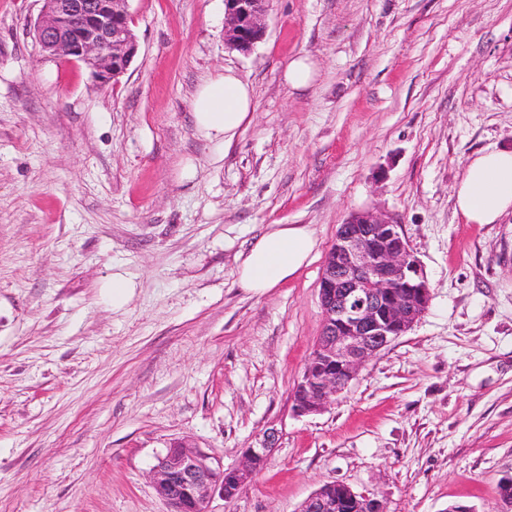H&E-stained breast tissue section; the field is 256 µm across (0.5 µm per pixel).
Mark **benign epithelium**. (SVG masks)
I'll list each match as a JSON object with an SVG mask.
<instances>
[{
	"instance_id": "1",
	"label": "benign epithelium",
	"mask_w": 512,
	"mask_h": 512,
	"mask_svg": "<svg viewBox=\"0 0 512 512\" xmlns=\"http://www.w3.org/2000/svg\"><path fill=\"white\" fill-rule=\"evenodd\" d=\"M33 24L44 56L82 62L102 87L123 75L138 53L130 28L128 0H41ZM266 0H224V41L248 52L265 34ZM322 327L314 354L291 396L299 415L322 411L342 393L374 355L405 335L427 309L430 289L400 225L376 211L353 213L336 231L319 283ZM276 433L269 429L257 448L244 450L238 465L224 464L177 442L153 467L157 495L170 512H207V499L219 491L233 499L267 465ZM346 500H359L368 512L381 502L345 484L327 483L298 512H336L333 487Z\"/></svg>"
}]
</instances>
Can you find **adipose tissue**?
<instances>
[{
	"label": "adipose tissue",
	"mask_w": 512,
	"mask_h": 512,
	"mask_svg": "<svg viewBox=\"0 0 512 512\" xmlns=\"http://www.w3.org/2000/svg\"><path fill=\"white\" fill-rule=\"evenodd\" d=\"M252 110L250 86L229 68L200 84L192 101L197 133L218 152L232 144ZM453 195L457 210L470 224H494L511 213L512 149L484 151L470 158ZM316 248L317 239L307 226L270 225L243 255L238 283L263 294L309 264Z\"/></svg>",
	"instance_id": "obj_1"
}]
</instances>
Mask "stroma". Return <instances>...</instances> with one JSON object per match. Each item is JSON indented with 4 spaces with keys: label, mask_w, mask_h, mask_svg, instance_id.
I'll return each instance as SVG.
<instances>
[{
    "label": "stroma",
    "mask_w": 512,
    "mask_h": 512,
    "mask_svg": "<svg viewBox=\"0 0 512 512\" xmlns=\"http://www.w3.org/2000/svg\"><path fill=\"white\" fill-rule=\"evenodd\" d=\"M41 0H0V512H167L176 440L270 461L209 512H297L328 482L385 512H497L512 476V214L469 224L453 188L512 147V0H269L249 53L224 0H128L139 52L112 89L45 58ZM314 58L313 85L282 79ZM234 69L254 111L224 154L191 102ZM196 165L185 181V160ZM401 226L431 300L327 407L291 393L321 331L340 224ZM304 224L313 261L255 295L239 256ZM135 288L112 305L115 273ZM316 75V63L308 55H297L285 66L283 78L296 91L309 88Z\"/></svg>",
    "instance_id": "stroma-1"
}]
</instances>
